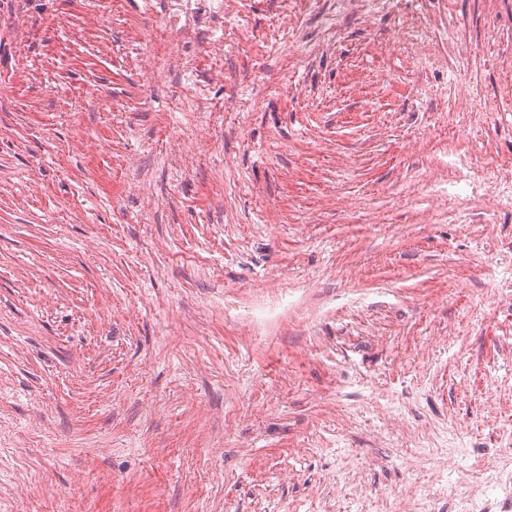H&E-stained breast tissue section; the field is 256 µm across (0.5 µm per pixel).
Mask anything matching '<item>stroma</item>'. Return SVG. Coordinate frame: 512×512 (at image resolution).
I'll list each match as a JSON object with an SVG mask.
<instances>
[{
    "instance_id": "stroma-1",
    "label": "stroma",
    "mask_w": 512,
    "mask_h": 512,
    "mask_svg": "<svg viewBox=\"0 0 512 512\" xmlns=\"http://www.w3.org/2000/svg\"><path fill=\"white\" fill-rule=\"evenodd\" d=\"M208 7L0 0V512H375L390 393L486 480L512 0Z\"/></svg>"
}]
</instances>
